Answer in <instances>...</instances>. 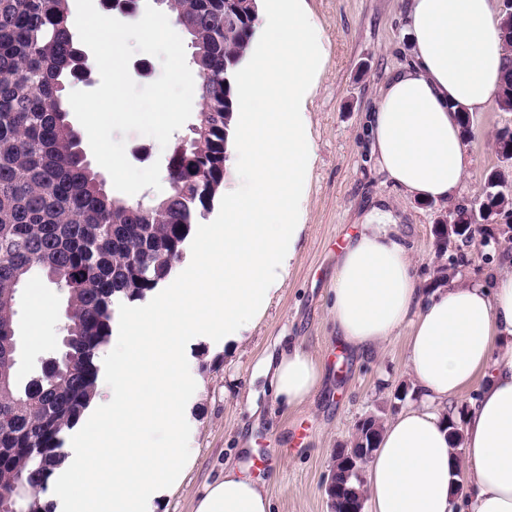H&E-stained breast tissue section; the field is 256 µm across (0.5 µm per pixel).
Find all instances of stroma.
Returning a JSON list of instances; mask_svg holds the SVG:
<instances>
[{
	"instance_id": "stroma-1",
	"label": "stroma",
	"mask_w": 512,
	"mask_h": 512,
	"mask_svg": "<svg viewBox=\"0 0 512 512\" xmlns=\"http://www.w3.org/2000/svg\"><path fill=\"white\" fill-rule=\"evenodd\" d=\"M323 34V73L306 110L313 131L314 160L308 174V227L286 283L267 313L245 331L230 353L191 340L188 356L199 368L200 389L191 405L196 460L164 512H192L207 484L225 466L240 465L267 482L272 512H331L325 493L336 449L346 446L359 420L384 418L403 409L394 394L411 387L405 363V335L378 352L357 354L339 345L328 316L336 257L372 209L390 210L406 237L417 272L432 284L448 265L438 252L433 228L446 218L438 206L404 197L386 184L370 155L364 124L379 99L381 84L410 51L402 19L403 0H307ZM512 132V112L491 104L473 116L466 149L472 165L463 201L480 197L495 170L512 176V160L497 152L494 138ZM496 221L483 224L475 262L459 268L462 281L494 272L512 241ZM17 331L23 339L16 379L25 384L40 371L63 334L62 319L45 327L40 344L27 339L31 319L28 292L17 299ZM310 352L323 367L321 385L303 406L278 405L259 361L288 345Z\"/></svg>"
}]
</instances>
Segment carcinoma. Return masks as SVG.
Here are the masks:
<instances>
[{"instance_id":"carcinoma-1","label":"carcinoma","mask_w":512,"mask_h":512,"mask_svg":"<svg viewBox=\"0 0 512 512\" xmlns=\"http://www.w3.org/2000/svg\"><path fill=\"white\" fill-rule=\"evenodd\" d=\"M190 38V65L199 78L195 145L168 165L162 197L112 195L68 120L66 86L85 65L68 26L69 0H0V512H51L40 499L65 453L64 435L97 394L99 352L112 335L114 309L165 282L192 225L211 211L224 189V144L236 99L233 75L249 49L258 14L224 13V0H164ZM498 30L509 59L496 101L512 111V19ZM489 207L512 200L507 174L491 172ZM474 203L450 212L456 226L437 231V245L471 239L489 220ZM67 292L64 335L53 355L59 370L42 385L16 381L18 356L7 352L17 335L13 302L36 276ZM382 419L356 429L349 454L378 442ZM22 475L13 487L6 478ZM351 475L332 504L343 512L364 497Z\"/></svg>"}]
</instances>
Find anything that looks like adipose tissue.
Returning a JSON list of instances; mask_svg holds the SVG:
<instances>
[{
	"instance_id": "ef3b65f1",
	"label": "adipose tissue",
	"mask_w": 512,
	"mask_h": 512,
	"mask_svg": "<svg viewBox=\"0 0 512 512\" xmlns=\"http://www.w3.org/2000/svg\"><path fill=\"white\" fill-rule=\"evenodd\" d=\"M498 0H404L408 60L366 117L369 150L386 182L409 198L457 204L469 175L460 114L485 111L506 53ZM389 214L365 216L342 248L329 316L342 344L370 354L407 331L417 400L383 425L366 468L369 512H512V272L492 283L422 287ZM275 399L305 404L323 374L300 347L268 361ZM456 455L446 424L471 389ZM193 512H271L265 485L238 467L208 484Z\"/></svg>"
}]
</instances>
